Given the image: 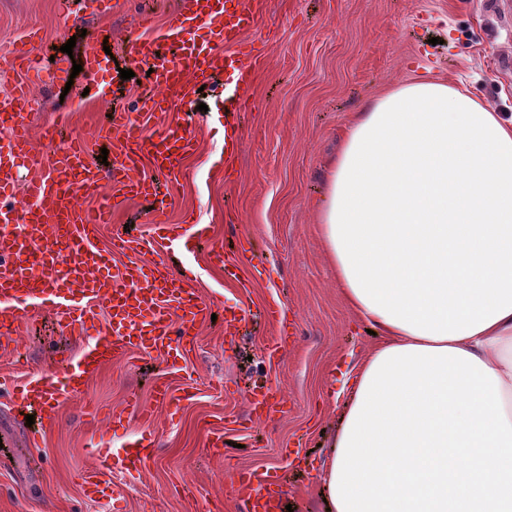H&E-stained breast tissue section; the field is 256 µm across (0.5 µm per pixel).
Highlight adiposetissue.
I'll list each match as a JSON object with an SVG mask.
<instances>
[{
	"label": "adipose tissue",
	"mask_w": 512,
	"mask_h": 512,
	"mask_svg": "<svg viewBox=\"0 0 512 512\" xmlns=\"http://www.w3.org/2000/svg\"><path fill=\"white\" fill-rule=\"evenodd\" d=\"M319 219L380 338L317 475L326 512H512V120L394 88L346 127Z\"/></svg>",
	"instance_id": "adipose-tissue-1"
}]
</instances>
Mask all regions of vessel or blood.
Returning a JSON list of instances; mask_svg holds the SVG:
<instances>
[{
    "label": "vessel or blood",
    "mask_w": 512,
    "mask_h": 512,
    "mask_svg": "<svg viewBox=\"0 0 512 512\" xmlns=\"http://www.w3.org/2000/svg\"><path fill=\"white\" fill-rule=\"evenodd\" d=\"M264 4L265 0H180L158 34L128 40L127 62L149 66L162 95L144 98L137 112L114 114L112 129L119 139L112 166L113 192L99 204L97 213L82 211L75 203L76 195L99 180V170L81 141H72L48 174L20 180V170L34 162L25 76H18L13 89L0 96V128L8 132L0 139V223L20 220L27 229L20 240L0 236V308L24 313L31 307H60L73 332L86 331L93 307L112 312L110 327L97 330L81 354L67 360L63 372L0 379V392L38 406L42 425H52L61 399L81 393L103 366L130 351L171 359L173 347L191 345L197 324L209 316L210 305L190 287L183 270L146 262L117 273L111 270L112 257L118 253L175 245L183 254H194L198 241L207 235L205 226L184 235L175 226L156 224L149 238L118 237L104 250L94 246L93 240L99 224L128 197L155 196L154 180L136 174L142 160H149L158 174L174 176L196 149V138L186 126L169 123L152 131L148 119L166 114L174 104L196 111L200 88L213 87L227 70L232 73V87L224 94V161L233 165L240 143L238 114L246 109V93L260 65V56L246 45L244 33L262 18ZM84 66L89 98L107 95V84L98 80L110 68L107 57L91 52ZM19 185L30 202L21 217L11 205ZM282 402L280 392L270 388L248 397L254 413ZM152 452V442L144 436L106 449L105 455L135 467ZM237 512H281L274 480L241 475Z\"/></svg>",
    "instance_id": "vessel-or-blood-1"
}]
</instances>
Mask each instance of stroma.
Wrapping results in <instances>:
<instances>
[{"instance_id": "35a3bbf8", "label": "stroma", "mask_w": 512, "mask_h": 512, "mask_svg": "<svg viewBox=\"0 0 512 512\" xmlns=\"http://www.w3.org/2000/svg\"><path fill=\"white\" fill-rule=\"evenodd\" d=\"M178 0H112L109 12L68 17L62 0H0V55L15 53L29 31H39L46 56L75 40L73 56L109 47L125 60L128 39L140 32L142 13L165 25ZM246 40L264 48L251 104L240 113L241 147L225 172L224 113L218 94L202 96L210 114L188 117L182 106L166 122L190 120L197 148L170 201H125L95 244L114 234L138 239L151 224L191 220L208 225L210 241L223 243L237 276L228 280L208 260L209 243L184 259L173 250L150 253L155 262L190 266V284L211 304L216 321L197 329L193 349L172 369L163 358L134 353L96 374L82 394L66 396L48 427L27 424L26 409L0 399V512H235L240 474L273 471L282 501L293 512H324L316 483L338 432L344 399L336 398L333 371L359 363L378 336L356 322L326 261L318 234V201L329 159L354 112L391 89L433 79L468 91L484 106L512 113V14L495 0H267L259 27ZM79 72L71 88L34 79L30 134L34 171L48 173L56 158L43 134L62 125L84 140L90 158L113 149L101 132L110 113L135 111L146 90L144 68L105 98L81 93ZM280 305L288 323L272 325L265 308ZM238 307L246 323L224 333L225 308ZM86 336L69 333L60 310H29L11 339L0 341V375L38 373L78 355ZM275 382L283 406L256 420L246 394L256 379ZM165 380L188 394L177 415L152 398ZM147 416L112 413L130 395ZM224 423L225 449L213 454L209 426ZM151 434L153 456L139 472L102 470L97 448ZM102 471L120 492L118 501L87 499L82 477Z\"/></svg>"}]
</instances>
